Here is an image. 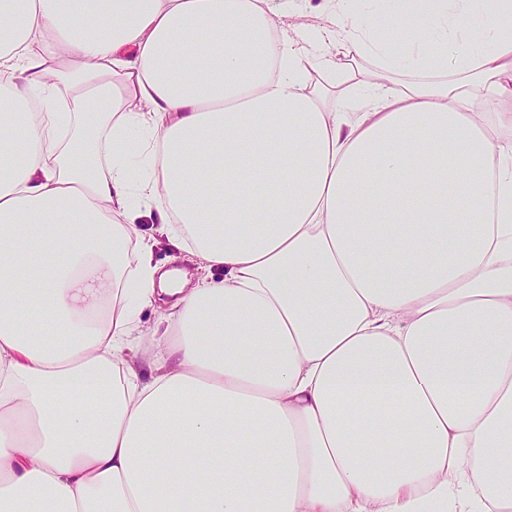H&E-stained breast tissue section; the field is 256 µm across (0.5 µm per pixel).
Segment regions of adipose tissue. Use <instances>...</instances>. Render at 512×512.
I'll use <instances>...</instances> for the list:
<instances>
[{"label":"adipose tissue","instance_id":"adipose-tissue-1","mask_svg":"<svg viewBox=\"0 0 512 512\" xmlns=\"http://www.w3.org/2000/svg\"><path fill=\"white\" fill-rule=\"evenodd\" d=\"M353 2L0 0V512H512V0ZM294 3V14L288 18V23L292 26L309 21L310 16L320 14L324 8L323 0H300Z\"/></svg>","mask_w":512,"mask_h":512}]
</instances>
